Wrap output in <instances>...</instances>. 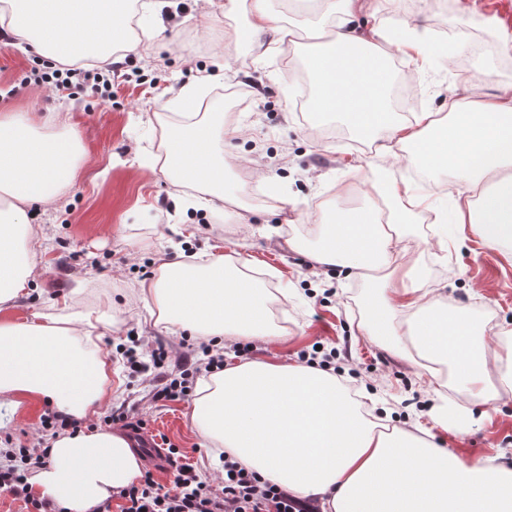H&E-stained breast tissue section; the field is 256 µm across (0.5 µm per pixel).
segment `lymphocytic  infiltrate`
Masks as SVG:
<instances>
[{
	"label": "lymphocytic infiltrate",
	"mask_w": 512,
	"mask_h": 512,
	"mask_svg": "<svg viewBox=\"0 0 512 512\" xmlns=\"http://www.w3.org/2000/svg\"><path fill=\"white\" fill-rule=\"evenodd\" d=\"M223 368V354L207 346L188 347L177 373L160 376L153 397L158 401L185 399L198 376ZM48 461L45 449L0 448V496L22 501L26 512H64L54 501L34 497L26 481L30 468ZM169 462L174 475L171 486L145 474L140 484L120 489L116 501H104L94 512H317L313 500L260 481L232 459L224 461V481L219 486L211 485L191 465L180 463L177 456H170Z\"/></svg>",
	"instance_id": "obj_1"
}]
</instances>
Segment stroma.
I'll list each match as a JSON object with an SVG mask.
<instances>
[{"label": "stroma", "mask_w": 512, "mask_h": 512, "mask_svg": "<svg viewBox=\"0 0 512 512\" xmlns=\"http://www.w3.org/2000/svg\"><path fill=\"white\" fill-rule=\"evenodd\" d=\"M176 2V18L164 19L157 29L158 60L148 62L132 53L115 58L108 99L84 87L58 92L26 83L31 70L47 69L48 60L0 43V87L10 91L0 98V113L68 115L86 154L58 208L31 211L40 279L9 310V317L22 321L63 303L72 312L113 314L121 325L105 331L102 354L116 356L118 345L133 334L142 337L147 350L155 342L165 343L176 359L188 340L186 332L155 324L147 305L131 298L132 285L151 276L156 251L189 263L196 255L233 248L268 273L273 286H293L277 312L290 334L275 342L254 340L253 360L295 361L316 343L335 349L337 366L364 381L368 393L385 400L394 417L428 428L441 447L461 458L494 457L512 466V392L486 404L471 403L473 417L462 432L443 428L422 407L425 393L414 368L359 336L366 282L335 269L316 272L311 267L306 252L317 245L319 229L300 223L301 213L317 203L332 213L349 203L381 201L362 183L351 200L337 196V185L350 178V162L364 152L359 138L344 128L326 141L313 133L312 106L299 104V86L285 73L288 50L261 56L260 47L268 42L264 35L258 45L226 50V21L210 15L207 0ZM390 8L409 19L427 41L446 31L456 47L452 62L424 69L395 57L399 70L413 75L408 111L447 116L449 97L471 84L492 96L512 90V52L500 47L503 34L512 35V26L484 9L480 0H392ZM203 72L214 76L201 93L208 111L234 115L246 127L242 138L225 145V158H246L267 176L258 183L244 171L236 173L253 206L246 228L217 207L177 209L169 177L147 175L139 168L140 148L157 135L156 112ZM409 230L424 240L419 262L441 286L445 303L469 314L475 342L493 349L496 331L512 329V252L485 248L467 224L457 225L444 249L432 221ZM149 391V384L122 378L110 406L101 407L97 418L82 421V430L104 428L110 408L131 405L158 440L178 448L184 462L208 482L220 483L224 464L197 437L191 400L156 402ZM46 410L43 404L28 414L0 407V441L33 447L42 437L40 420Z\"/></svg>", "instance_id": "1"}]
</instances>
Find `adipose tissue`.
Here are the masks:
<instances>
[{"label": "adipose tissue", "mask_w": 512, "mask_h": 512, "mask_svg": "<svg viewBox=\"0 0 512 512\" xmlns=\"http://www.w3.org/2000/svg\"><path fill=\"white\" fill-rule=\"evenodd\" d=\"M381 0H322L320 18L303 29L266 0H221L231 26L227 45L268 33L273 47L305 32L313 76L312 106L339 116L375 143L378 155L461 177L454 196L455 223L469 224L482 244L512 250V94L456 97L450 121L419 112L396 120L385 102L391 75L384 62L398 54L423 60L418 38L394 41L387 29H409L393 19L387 29H356ZM167 0H0V28L18 47H31L66 66L105 62L116 52L156 55L155 24ZM156 151L143 154L146 169L168 174L174 185L203 189L240 218L250 206L235 187L224 145L243 128L223 113L182 112L159 118ZM83 150L77 129L54 116L0 114V310L28 294L39 275L30 247L29 209L60 201L77 177ZM380 195L388 217L350 208L322 223L309 250L314 267H335L368 282L360 335L408 358L424 372L432 393L463 394L438 421L454 429L467 402L512 391V333L497 340L494 359L473 343L471 322L444 306L414 259L422 242L404 227L432 202L410 181L393 178ZM138 295L157 323L232 345L244 338L277 341L274 294L239 253H208L192 265L156 257L155 273ZM116 318L73 316L65 324L45 314L0 320V406L24 410L47 403L75 418L112 399V370L100 355V325ZM350 379L298 362L235 361L201 377L192 422L200 440L299 496H314L322 512H512V467L488 458L468 462L441 448L423 426L406 427L378 416ZM50 465L27 481L39 496L68 512H92L114 491L138 484L142 460L123 430L63 432L50 442Z\"/></svg>", "instance_id": "1"}]
</instances>
